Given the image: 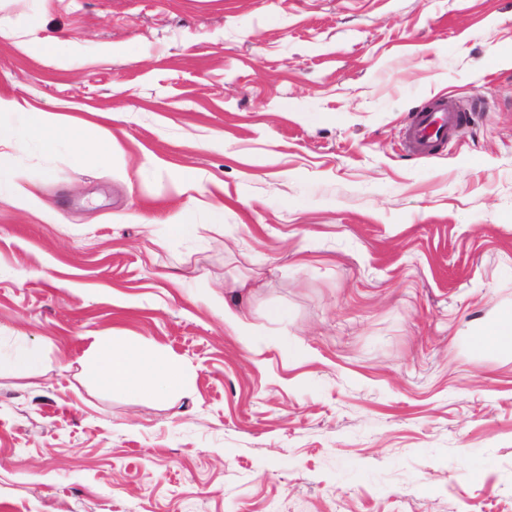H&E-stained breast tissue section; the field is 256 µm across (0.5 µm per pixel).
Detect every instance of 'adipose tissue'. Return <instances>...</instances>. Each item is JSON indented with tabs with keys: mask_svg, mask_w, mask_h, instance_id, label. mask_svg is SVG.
<instances>
[{
	"mask_svg": "<svg viewBox=\"0 0 512 512\" xmlns=\"http://www.w3.org/2000/svg\"><path fill=\"white\" fill-rule=\"evenodd\" d=\"M4 110L13 111L14 119L0 123V144L30 139L45 153L65 149L89 165L109 163L119 152L118 145L108 137L88 146V124L66 114L41 110L20 112L14 102L0 97V112ZM470 350L479 357L512 353V309L501 312L493 322L478 329L470 339ZM86 370L97 383L129 394L150 392L166 397L182 390L187 382L178 358L113 342L93 344Z\"/></svg>",
	"mask_w": 512,
	"mask_h": 512,
	"instance_id": "ef3b65f1",
	"label": "adipose tissue"
}]
</instances>
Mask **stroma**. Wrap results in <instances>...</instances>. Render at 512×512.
<instances>
[{
	"label": "stroma",
	"mask_w": 512,
	"mask_h": 512,
	"mask_svg": "<svg viewBox=\"0 0 512 512\" xmlns=\"http://www.w3.org/2000/svg\"><path fill=\"white\" fill-rule=\"evenodd\" d=\"M0 28L1 97L121 148L0 146L42 201L0 195V512H512V356L469 349L512 308V0H0ZM435 95L482 107L416 157ZM114 336L187 386L92 381ZM168 224V234L171 239L179 240L191 237L197 228L195 224V211L183 209L176 213ZM218 314L224 319V324L231 328L246 345L254 342L253 330L241 320L232 307L224 304L223 307L218 309ZM43 357L25 347H20L13 353L10 366L17 375H27L39 370L43 365Z\"/></svg>",
	"instance_id": "1"
}]
</instances>
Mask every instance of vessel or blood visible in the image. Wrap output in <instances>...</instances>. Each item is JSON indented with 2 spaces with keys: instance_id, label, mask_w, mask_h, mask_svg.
Instances as JSON below:
<instances>
[{
  "instance_id": "b4317fda",
  "label": "vessel or blood",
  "mask_w": 512,
  "mask_h": 512,
  "mask_svg": "<svg viewBox=\"0 0 512 512\" xmlns=\"http://www.w3.org/2000/svg\"><path fill=\"white\" fill-rule=\"evenodd\" d=\"M473 105H465L445 96H436L411 115L404 128L406 149L419 156L434 153L458 127L469 121Z\"/></svg>"
}]
</instances>
